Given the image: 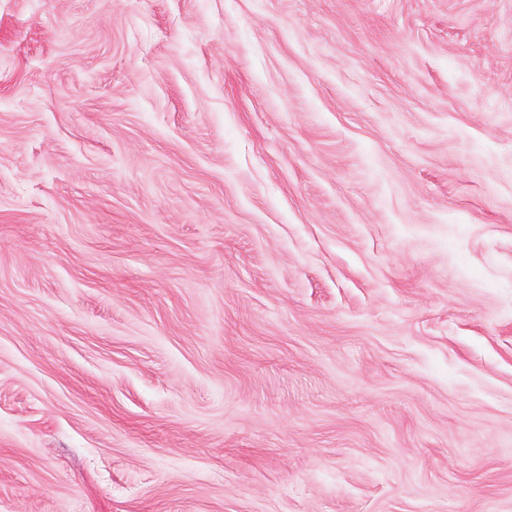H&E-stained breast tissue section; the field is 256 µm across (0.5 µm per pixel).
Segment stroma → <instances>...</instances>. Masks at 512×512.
I'll use <instances>...</instances> for the list:
<instances>
[{
	"label": "stroma",
	"mask_w": 512,
	"mask_h": 512,
	"mask_svg": "<svg viewBox=\"0 0 512 512\" xmlns=\"http://www.w3.org/2000/svg\"><path fill=\"white\" fill-rule=\"evenodd\" d=\"M0 512H512V0H0Z\"/></svg>",
	"instance_id": "35a3bbf8"
}]
</instances>
